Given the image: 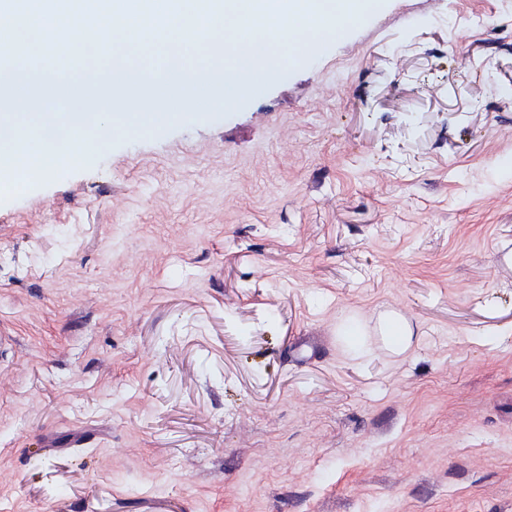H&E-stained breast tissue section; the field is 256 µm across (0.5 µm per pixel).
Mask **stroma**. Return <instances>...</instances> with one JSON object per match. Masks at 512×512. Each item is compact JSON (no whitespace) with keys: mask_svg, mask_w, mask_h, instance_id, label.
<instances>
[{"mask_svg":"<svg viewBox=\"0 0 512 512\" xmlns=\"http://www.w3.org/2000/svg\"><path fill=\"white\" fill-rule=\"evenodd\" d=\"M334 2L215 112L0 81L113 108L0 200V512H512V0Z\"/></svg>","mask_w":512,"mask_h":512,"instance_id":"1","label":"stroma"}]
</instances>
